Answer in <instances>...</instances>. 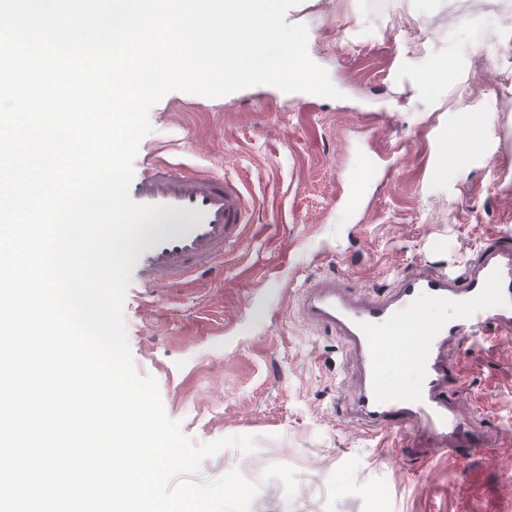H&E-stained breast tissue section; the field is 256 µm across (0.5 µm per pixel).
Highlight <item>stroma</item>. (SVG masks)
<instances>
[{"label":"stroma","mask_w":512,"mask_h":512,"mask_svg":"<svg viewBox=\"0 0 512 512\" xmlns=\"http://www.w3.org/2000/svg\"><path fill=\"white\" fill-rule=\"evenodd\" d=\"M286 20L307 26L341 98L295 108L271 85L172 91L149 112L134 176L167 156L239 180L255 207L216 276L153 296L131 283L134 369L196 442L252 438V453L224 449L195 476L260 480L251 512H512V335L449 352L496 447L408 454L350 416L354 360L301 317L296 291L333 274L373 295L417 261L444 268L512 238V0H302ZM439 64L445 78L429 82ZM464 114L486 129L447 170L443 143ZM274 463L294 468V497L261 481Z\"/></svg>","instance_id":"obj_1"}]
</instances>
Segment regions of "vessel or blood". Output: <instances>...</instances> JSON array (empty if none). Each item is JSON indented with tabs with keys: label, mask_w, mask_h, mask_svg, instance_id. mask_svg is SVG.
Returning a JSON list of instances; mask_svg holds the SVG:
<instances>
[{
	"label": "vessel or blood",
	"mask_w": 512,
	"mask_h": 512,
	"mask_svg": "<svg viewBox=\"0 0 512 512\" xmlns=\"http://www.w3.org/2000/svg\"><path fill=\"white\" fill-rule=\"evenodd\" d=\"M130 197L176 209L150 235L134 267L153 289L211 274L243 241L249 223L236 182L212 171L190 174L185 164L164 159L132 182ZM298 295L303 318L344 339L355 361L350 412L374 434H410L452 457L496 447V431L463 409L462 366L449 362L448 349L512 334V242L488 239L449 269L416 262L377 295L356 297L329 275L306 279ZM418 330L425 343L400 362L416 372L417 383L391 384L384 364Z\"/></svg>",
	"instance_id": "1"
}]
</instances>
